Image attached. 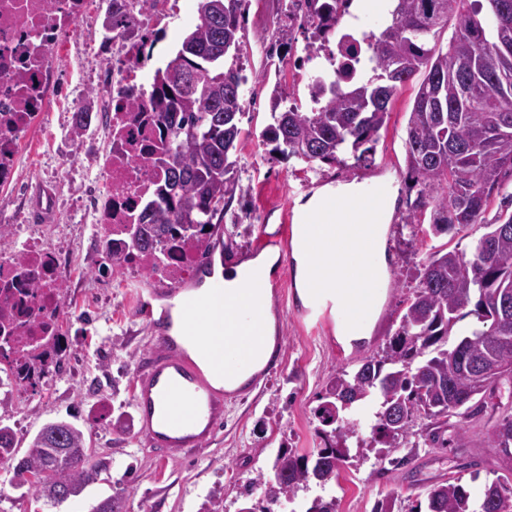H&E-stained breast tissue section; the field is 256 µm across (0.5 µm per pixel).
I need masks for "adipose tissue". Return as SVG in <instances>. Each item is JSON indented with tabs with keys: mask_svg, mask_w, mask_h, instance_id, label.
Returning <instances> with one entry per match:
<instances>
[{
	"mask_svg": "<svg viewBox=\"0 0 512 512\" xmlns=\"http://www.w3.org/2000/svg\"><path fill=\"white\" fill-rule=\"evenodd\" d=\"M271 307L270 292L232 278L225 282L221 315H213L211 305L201 300L187 314L193 321L187 350L201 366L210 367L214 342L224 347V375L216 379V386L238 388L268 364L275 346Z\"/></svg>",
	"mask_w": 512,
	"mask_h": 512,
	"instance_id": "adipose-tissue-1",
	"label": "adipose tissue"
}]
</instances>
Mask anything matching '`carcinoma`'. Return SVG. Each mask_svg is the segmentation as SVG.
Returning a JSON list of instances; mask_svg holds the SVG:
<instances>
[{"label":"carcinoma","mask_w":512,"mask_h":512,"mask_svg":"<svg viewBox=\"0 0 512 512\" xmlns=\"http://www.w3.org/2000/svg\"><path fill=\"white\" fill-rule=\"evenodd\" d=\"M247 0H200L196 24L181 49L155 73L157 119L169 131L166 173L150 196L148 222L133 239L148 249L162 239L170 252L188 237L200 238L208 255L205 227L224 213L225 197L237 184L231 177L239 119L244 114L239 60ZM384 26L366 38L368 63L345 90L316 80L327 100L321 110L297 105L278 110L273 98L270 123L262 136L285 157L308 165L368 160L369 144L384 125L401 87L423 79L406 127V161L422 186L408 213L431 208L432 231L456 225H484L471 258L457 250L432 253L419 272V284L398 330L383 354L362 361L327 383L315 415L324 447L300 455L282 449L274 461L270 501L290 499L315 483L336 476L337 462L349 456L359 438L357 420L345 416L353 404L374 398L373 448H396L412 436L415 415L424 413L431 428L424 440L441 442L443 425L462 411L474 416L496 397L500 381L512 378V0H391ZM309 18L327 28L340 22L336 2L310 4ZM453 24L447 48L438 46L441 30ZM501 195L493 221L484 213L492 194ZM474 316L473 328L455 345L457 324ZM0 400V457L15 459L14 437L3 424ZM495 449L502 473L485 486L480 502L471 499L461 479L444 481L427 494V512H512V415L483 434ZM106 467L86 448L84 432L66 421H49L32 437L27 455L13 467L14 488H28L52 503L78 496Z\"/></svg>","instance_id":"1"}]
</instances>
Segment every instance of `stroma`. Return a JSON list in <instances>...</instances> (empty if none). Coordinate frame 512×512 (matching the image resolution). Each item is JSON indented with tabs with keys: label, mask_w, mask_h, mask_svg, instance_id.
Here are the masks:
<instances>
[{
	"label": "stroma",
	"mask_w": 512,
	"mask_h": 512,
	"mask_svg": "<svg viewBox=\"0 0 512 512\" xmlns=\"http://www.w3.org/2000/svg\"><path fill=\"white\" fill-rule=\"evenodd\" d=\"M282 6V0H250L245 11L242 62L257 78L244 91L241 133L230 154L238 187L219 224L222 242L230 253L250 255L262 226L281 224L288 209H299L320 189L350 182L365 187L388 185L393 191L387 232L389 277L370 340L349 350L336 337L335 321L312 328L301 316L295 273L274 271L271 291L280 348L275 368L246 394L225 402L224 422L207 450L161 461L138 437L131 407L133 369L151 348L150 333L145 320L135 314L134 300L138 292H151L154 284L146 277L132 280L96 267L83 258L84 241H77L82 258L73 269L77 289L69 298L68 315L80 329L77 360L85 377L73 382L59 372L46 387L15 390L13 414L18 425L13 435L22 456L43 424L57 419L73 422L83 429L89 448L104 459L106 468L79 496L54 505L13 489L11 466L0 464V512H92L108 497L116 512H206L209 495L216 489L222 492L220 512H238L247 499L243 486L250 479L255 486L248 498L264 501L265 481L272 478V463L281 449L310 454L322 447L314 411L328 381L340 371L357 369L363 359L381 354L400 325L417 288L418 271L429 254L454 248L471 253L483 235L478 224L437 236L428 224L403 221L409 201L419 192L408 172L405 151L418 81L409 82L393 99L367 161L312 168L297 158L275 153L262 136L270 122L273 96L292 101L307 92L305 82L284 74L285 51L278 43L264 51L255 43V31ZM56 141V124L39 131L26 146L24 173L64 182L66 198L72 201L80 193L78 182L68 174L73 157L58 148ZM104 291L112 297L107 307L98 303ZM496 401L497 408L477 416L450 417L444 448H351L348 461L341 463L327 487L309 484L295 498H280L271 512H306L320 494L334 499L336 512H373L375 503L385 498L392 500L393 512H416L434 485L452 477L468 485L473 497H481L497 468V457L486 448L481 434L512 412V391L502 390ZM116 416L125 420V431L110 426V418ZM462 423L470 429V442L464 448L455 441L456 427ZM404 456L409 457V464L393 466V459Z\"/></svg>",
	"instance_id": "1"
}]
</instances>
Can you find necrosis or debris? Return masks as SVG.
<instances>
[{"mask_svg":"<svg viewBox=\"0 0 512 512\" xmlns=\"http://www.w3.org/2000/svg\"><path fill=\"white\" fill-rule=\"evenodd\" d=\"M178 9L179 0H0V192L21 187L22 151L35 129L56 122L65 145L76 148L102 136L105 149L85 154L80 167L95 190L71 209L75 231L94 240L98 262L119 265L132 279L153 275L169 287L188 281L199 248L185 244L168 265L133 247L128 229L141 222L148 194L164 178L155 158L167 133L155 121L145 65ZM94 12L104 16L98 37L78 40L80 24ZM71 45L78 51L66 97L59 91L57 51ZM365 47L360 27L317 31L292 47L288 72L303 77L306 64L325 52L343 84L347 60L365 58ZM104 72L109 78L101 103L109 125L102 129L95 118L81 115L77 96L90 76ZM35 200L28 194L14 208L0 206V235L8 242L0 252V314L11 316L0 367L15 388L46 383L68 357L57 341L74 286V250L57 225L26 222L25 209Z\"/></svg>","mask_w":512,"mask_h":512,"instance_id":"obj_1","label":"necrosis or debris"}]
</instances>
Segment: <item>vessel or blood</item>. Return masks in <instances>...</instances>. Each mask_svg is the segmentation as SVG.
<instances>
[{
	"label": "vessel or blood",
	"instance_id": "1",
	"mask_svg": "<svg viewBox=\"0 0 512 512\" xmlns=\"http://www.w3.org/2000/svg\"><path fill=\"white\" fill-rule=\"evenodd\" d=\"M138 317L147 320L154 345L135 370L133 408L140 422V437L165 460H177L203 449L215 438L224 421V401L230 391L212 387L181 343L167 328V315H153L144 300H137Z\"/></svg>",
	"mask_w": 512,
	"mask_h": 512
}]
</instances>
